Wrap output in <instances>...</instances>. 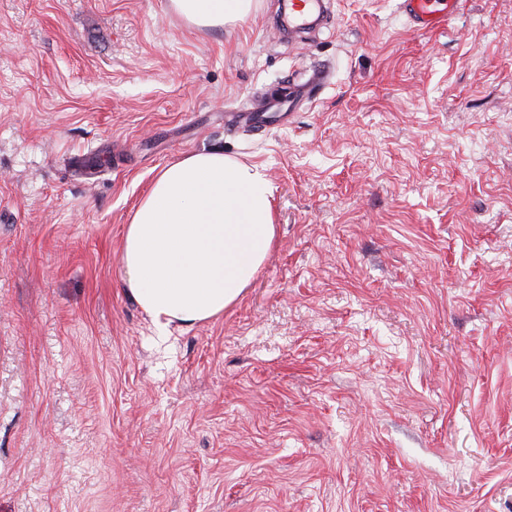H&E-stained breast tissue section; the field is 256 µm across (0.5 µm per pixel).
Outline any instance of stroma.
Wrapping results in <instances>:
<instances>
[{"instance_id":"stroma-1","label":"stroma","mask_w":512,"mask_h":512,"mask_svg":"<svg viewBox=\"0 0 512 512\" xmlns=\"http://www.w3.org/2000/svg\"><path fill=\"white\" fill-rule=\"evenodd\" d=\"M330 10L294 41L282 0H0V512H512V0ZM213 149L265 169L276 238L162 335L124 227ZM172 8L190 25L224 28L252 15L254 0H171ZM401 11L416 31L434 32L447 25L459 0H400ZM444 5V8H440Z\"/></svg>"}]
</instances>
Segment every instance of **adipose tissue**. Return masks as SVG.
<instances>
[{
	"instance_id": "obj_1",
	"label": "adipose tissue",
	"mask_w": 512,
	"mask_h": 512,
	"mask_svg": "<svg viewBox=\"0 0 512 512\" xmlns=\"http://www.w3.org/2000/svg\"><path fill=\"white\" fill-rule=\"evenodd\" d=\"M196 27L244 20L255 0H171ZM262 167L220 151L162 168L123 234L122 284L159 332L223 315L254 279L275 238Z\"/></svg>"
}]
</instances>
